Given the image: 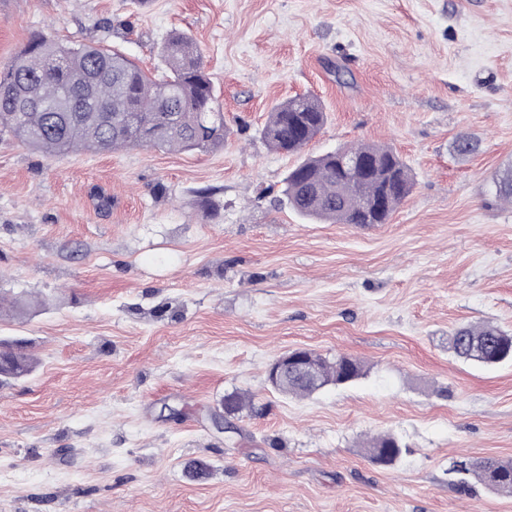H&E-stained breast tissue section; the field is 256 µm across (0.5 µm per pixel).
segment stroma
I'll return each instance as SVG.
<instances>
[{
  "label": "stroma",
  "instance_id": "obj_1",
  "mask_svg": "<svg viewBox=\"0 0 512 512\" xmlns=\"http://www.w3.org/2000/svg\"><path fill=\"white\" fill-rule=\"evenodd\" d=\"M48 26L148 70L188 34L232 133L58 156L0 135V291L46 303L0 314L38 360L0 385V512H512L449 471L512 459V365L449 347L512 331V207L488 192L512 163V0H0V66ZM303 94L327 114L307 154L363 142L408 166L389 223L288 207L298 159L260 131ZM295 348L365 373L281 394L267 367ZM234 392L254 407L218 429ZM376 435L406 445L395 466L368 459ZM450 348L463 361L495 367L512 362V333L491 324H469L453 332Z\"/></svg>",
  "mask_w": 512,
  "mask_h": 512
}]
</instances>
